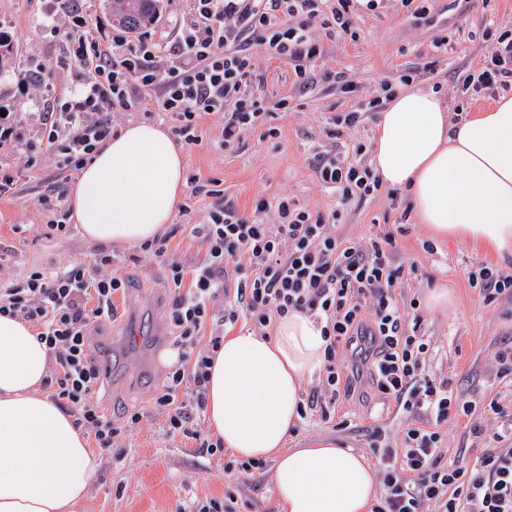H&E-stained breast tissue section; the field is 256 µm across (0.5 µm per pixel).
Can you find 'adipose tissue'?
<instances>
[{"label": "adipose tissue", "mask_w": 512, "mask_h": 512, "mask_svg": "<svg viewBox=\"0 0 512 512\" xmlns=\"http://www.w3.org/2000/svg\"><path fill=\"white\" fill-rule=\"evenodd\" d=\"M372 163L433 237L512 251V95L456 122L439 94L399 91L375 124ZM184 185L169 132L132 123L84 164L68 203L86 241L138 245L171 223ZM324 348L303 312L275 318L264 336L225 335L209 370L207 422L240 459L273 460L280 512H371L377 477L365 456L327 438L286 445L301 382L320 370ZM49 361L29 322L0 315V512H78L100 467L83 430L42 391Z\"/></svg>", "instance_id": "adipose-tissue-1"}]
</instances>
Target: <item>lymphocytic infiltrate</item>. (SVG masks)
<instances>
[{
  "mask_svg": "<svg viewBox=\"0 0 512 512\" xmlns=\"http://www.w3.org/2000/svg\"><path fill=\"white\" fill-rule=\"evenodd\" d=\"M385 0H193L191 17L178 27L130 39L122 28L94 25L70 9L69 53L81 70V87L54 99L47 119L46 147L76 168L112 135V112L138 110L165 116L185 143L198 142V121L221 116L225 144L259 123L267 109L246 88L254 74L251 47L292 65L295 81L314 82L312 65L321 54L308 31L320 22L329 31H350L354 16L376 10ZM512 87V31L502 32L494 54L478 74L462 80L475 97ZM323 184L343 196H366L379 185L369 171L336 161L318 169ZM255 212L275 210L278 221L265 224L243 217L230 205L216 204L198 227L206 244L205 261L187 268L170 247L171 234L142 244L166 269L173 294L168 311L176 336L164 391L168 430L198 441L210 454L223 451L197 421L205 406L212 355L224 342L204 335L206 324L244 323L260 332L273 318L301 311L322 325L324 362L319 383L298 408L299 416L353 396L367 381L410 419L399 443L374 430L369 453L375 458L382 501L377 512H512V410L500 397L484 408L500 419L487 436L488 449L471 469L442 464L441 428L470 415L476 403L454 392L448 380L429 377L424 360L430 350L408 326L417 301H398L396 285L406 274L395 261L392 233L357 243L336 236L330 216L283 196L255 199ZM76 263L53 272L35 271L20 284L0 286V314L30 322L53 361L46 384L70 410L76 426L87 429L99 447H111L123 425L107 418L92 399L101 369L90 354V329L113 314V298L127 283L101 275L110 265ZM222 311H215L216 299ZM191 392L179 396L183 385Z\"/></svg>",
  "mask_w": 512,
  "mask_h": 512,
  "instance_id": "f902f5d3",
  "label": "lymphocytic infiltrate"
}]
</instances>
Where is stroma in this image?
Here are the masks:
<instances>
[{"label": "stroma", "mask_w": 512, "mask_h": 512, "mask_svg": "<svg viewBox=\"0 0 512 512\" xmlns=\"http://www.w3.org/2000/svg\"><path fill=\"white\" fill-rule=\"evenodd\" d=\"M425 18L411 17L390 0L386 8L354 17L350 32L328 36L312 24L311 36L323 46L316 79L299 93L286 61L253 47L255 73L248 93L264 104L290 100V109L267 114L255 132L239 143L222 144V122L204 119L199 140L183 145L185 179L202 185L184 193L174 223L177 255L188 266L200 264L206 247L193 234L217 201L252 215L253 201L290 196L307 209L336 212L337 236L355 242L387 232L396 240V260L415 264L416 275L404 277L396 294L420 303L417 332L430 345L425 369L448 378L453 389L476 397L490 391L512 395V372H503L497 353L512 343V296L487 301L472 288L468 274L481 266L512 273V255L495 256L469 243L432 240L411 213L406 195L378 187L364 198L343 197L323 185L316 170L318 154H339L360 168L372 165L371 141L377 115L368 111L352 128H336V116L356 109L383 91L397 92L413 84L437 90L453 119L490 105L487 97L470 98L458 86L464 76L490 57L497 36L512 30V0H429ZM69 18L57 0H0V30L9 32L16 54L0 66V110L9 112L18 137L0 146V174L14 178L0 195V281H24L35 270L61 268L102 254L112 263L106 271L128 277L129 288L114 298V314L91 329V354L105 373L96 399L115 423L137 412L141 420L126 429L112 447L99 449L100 468L81 512H188L197 502L223 499L232 493L237 512H279L273 465L241 478L224 475L232 451L209 455L193 438L171 434L165 414L155 403L171 364L173 329L168 320L171 293L161 263L136 246H104L85 241L77 224L50 231L56 211L45 197L67 191L78 172L58 155L41 150L47 137L43 114L48 105L38 90L49 84L69 94L79 83V67L66 49ZM276 129V136L263 132ZM221 196L209 194V187ZM432 242L433 252L423 249ZM448 290L446 310L430 306L434 288ZM140 342H130V330ZM408 416L385 404L369 387L337 405L330 420L320 415L299 420L288 435V447L305 448L325 437L359 453L368 451L371 429H384L400 441ZM493 424L483 407L449 420L442 428L445 460L471 468L487 442L479 431Z\"/></svg>", "instance_id": "obj_1"}]
</instances>
